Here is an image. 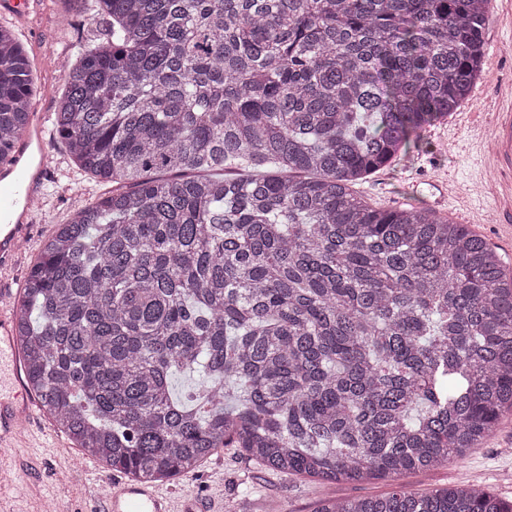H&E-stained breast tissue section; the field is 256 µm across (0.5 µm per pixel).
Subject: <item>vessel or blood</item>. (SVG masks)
<instances>
[{
	"mask_svg": "<svg viewBox=\"0 0 512 512\" xmlns=\"http://www.w3.org/2000/svg\"><path fill=\"white\" fill-rule=\"evenodd\" d=\"M496 146L486 152L483 137L472 148L486 163L512 177V104L495 114ZM44 128L30 125L14 147L12 159L0 166V267L17 253L33 221L32 203L38 199L50 172ZM20 354L12 331V317L0 308V457L14 446L19 429L35 416L34 402L20 401L18 376ZM98 512H206L202 504L181 503L145 483L113 484Z\"/></svg>",
	"mask_w": 512,
	"mask_h": 512,
	"instance_id": "b4317fda",
	"label": "vessel or blood"
}]
</instances>
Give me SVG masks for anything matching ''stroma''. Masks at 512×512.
Masks as SVG:
<instances>
[{"label":"stroma","instance_id":"35a3bbf8","mask_svg":"<svg viewBox=\"0 0 512 512\" xmlns=\"http://www.w3.org/2000/svg\"><path fill=\"white\" fill-rule=\"evenodd\" d=\"M44 2L47 10L36 23L8 19L28 50L39 88L33 117L43 122L54 111L63 88L59 62L64 49L94 29L86 17L64 12L55 0ZM486 42L487 76L471 99L447 120L428 128L391 167L370 174L352 190L372 208L388 210L406 201L413 182L448 178L455 190L442 215L470 225L512 269V226L499 221L512 206V196L473 193L474 168L468 150L475 134L491 127L497 105L512 98V0H491ZM47 150L58 178L44 185L42 206L28 231L27 244L0 271V278L12 285L27 275L56 225L65 223L80 204L111 190L89 176L60 177V170L70 168L71 162L57 134H50ZM473 477L490 492L512 500V413L505 414L498 430L464 459L406 473L401 482L414 491L431 492ZM123 478V473L103 468L75 447L41 411L35 422L23 427L14 463L0 468V504L7 512H43L48 502L53 503V512H96L109 483ZM391 489L386 479L326 484L304 476L286 477L247 459L236 448L219 449L196 473L168 487L174 497L199 500L210 505L212 512H268L274 504L282 512H318L327 499L376 497Z\"/></svg>","mask_w":512,"mask_h":512}]
</instances>
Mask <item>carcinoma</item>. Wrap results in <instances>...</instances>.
Here are the masks:
<instances>
[{
  "label": "carcinoma",
  "mask_w": 512,
  "mask_h": 512,
  "mask_svg": "<svg viewBox=\"0 0 512 512\" xmlns=\"http://www.w3.org/2000/svg\"><path fill=\"white\" fill-rule=\"evenodd\" d=\"M53 128L112 194L75 210L20 289L25 383L77 447L170 483L232 446L285 476L388 479L318 512H512L405 473L512 411V272L431 209L350 185L485 74L489 0H61ZM36 89L0 23V163ZM202 381L178 396L175 373Z\"/></svg>",
  "instance_id": "obj_1"
}]
</instances>
